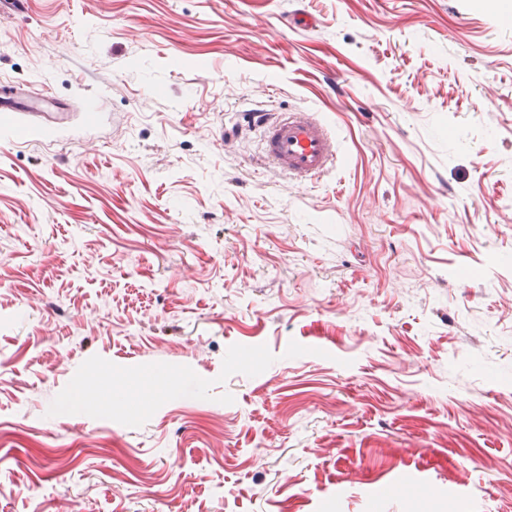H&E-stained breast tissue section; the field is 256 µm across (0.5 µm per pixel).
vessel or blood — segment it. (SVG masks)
<instances>
[{
    "label": "vessel or blood",
    "mask_w": 512,
    "mask_h": 512,
    "mask_svg": "<svg viewBox=\"0 0 512 512\" xmlns=\"http://www.w3.org/2000/svg\"><path fill=\"white\" fill-rule=\"evenodd\" d=\"M42 104V99L25 96L16 86L0 87L1 113L25 118ZM262 128L266 157L282 172L301 182L323 175L338 153L336 136L330 126L305 110L272 113Z\"/></svg>",
    "instance_id": "b4317fda"
}]
</instances>
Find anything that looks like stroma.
Here are the masks:
<instances>
[{"label": "stroma", "mask_w": 512, "mask_h": 512, "mask_svg": "<svg viewBox=\"0 0 512 512\" xmlns=\"http://www.w3.org/2000/svg\"><path fill=\"white\" fill-rule=\"evenodd\" d=\"M44 74L0 512H512V0H30L0 81ZM301 108L304 185L250 119ZM261 126L266 157L300 182L323 175L338 153L335 134L313 112H273Z\"/></svg>", "instance_id": "1"}]
</instances>
